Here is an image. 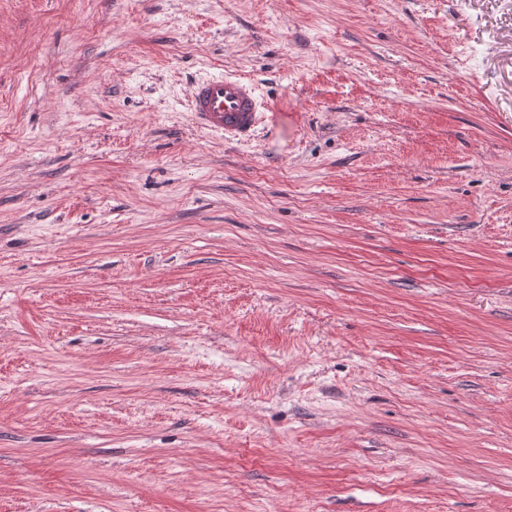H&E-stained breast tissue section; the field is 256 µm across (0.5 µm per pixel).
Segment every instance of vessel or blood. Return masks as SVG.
I'll return each instance as SVG.
<instances>
[{"mask_svg": "<svg viewBox=\"0 0 512 512\" xmlns=\"http://www.w3.org/2000/svg\"><path fill=\"white\" fill-rule=\"evenodd\" d=\"M263 101L256 85L240 76H207L194 79L190 110L196 123L233 140L249 139L261 123Z\"/></svg>", "mask_w": 512, "mask_h": 512, "instance_id": "obj_1", "label": "vessel or blood"}]
</instances>
